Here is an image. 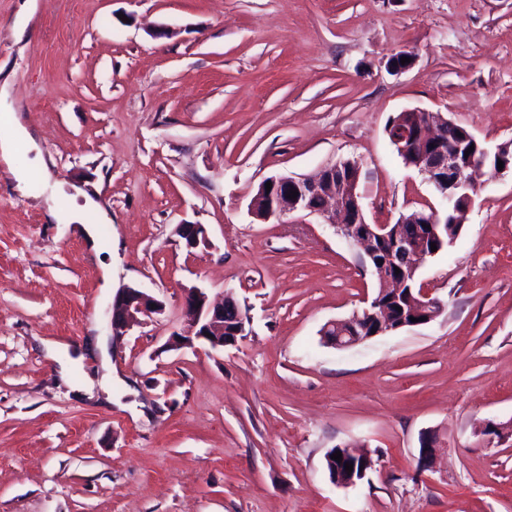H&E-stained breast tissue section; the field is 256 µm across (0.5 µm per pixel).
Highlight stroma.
I'll use <instances>...</instances> for the list:
<instances>
[{
	"label": "stroma",
	"mask_w": 512,
	"mask_h": 512,
	"mask_svg": "<svg viewBox=\"0 0 512 512\" xmlns=\"http://www.w3.org/2000/svg\"><path fill=\"white\" fill-rule=\"evenodd\" d=\"M20 5L0 0V83L51 184L112 221L90 259L0 162V512H512V437L483 432L512 420V174L483 167L460 237L419 271L445 312L343 350L320 329L374 291L358 250L318 215L250 209L269 178L348 159L368 223L437 205L385 127L423 109L512 140V0H37L18 41ZM182 222L209 246L187 250ZM125 285L163 310L111 345L101 407L38 340L110 336ZM192 286L232 293L236 345L169 349ZM337 446L374 461L347 488ZM175 234L184 241L186 248L189 250L196 249L200 246H209V238L204 225L177 224Z\"/></svg>",
	"instance_id": "35a3bbf8"
}]
</instances>
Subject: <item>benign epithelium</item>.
Returning a JSON list of instances; mask_svg holds the SVG:
<instances>
[{
  "label": "benign epithelium",
  "instance_id": "benign-epithelium-1",
  "mask_svg": "<svg viewBox=\"0 0 512 512\" xmlns=\"http://www.w3.org/2000/svg\"><path fill=\"white\" fill-rule=\"evenodd\" d=\"M461 125L440 112H425L416 122L393 124L387 129L389 140L399 149L405 165L417 169L431 183L439 195L442 211H419L429 228L408 235L399 224H368L365 221L358 186L361 166L346 160L322 169L315 178L281 176L271 178V189L261 184L257 196L251 201V210L257 217L267 219L294 211L322 214L328 223L337 228L352 246L363 250V256L375 275L378 290L369 304L360 312L345 319L328 322L322 328L323 343L337 349L361 344L376 336L395 332L406 327L427 325L445 311V304L432 298L421 287H416L422 265L435 253L426 249L429 238L439 237V230L449 224L463 225L474 202L477 185L475 173L487 164L503 171H512V141L493 148L486 145L480 154L463 161L460 153L450 147ZM297 191L294 199L288 198ZM267 195L264 211L257 209L256 200ZM175 234L184 241L187 249L209 246L207 230L202 224H178ZM389 246L393 256L378 262L376 255L382 246ZM400 273H395V269ZM188 315L185 330L175 333L169 348L179 350L192 347L195 342L207 343L213 349L233 345L244 335V318L232 294L224 301L212 304L200 288H190L184 297ZM162 302L140 288L126 286L112 297L109 325L112 338L126 335L141 318L157 314ZM425 318L413 322L411 318ZM439 435L431 432L421 437L418 463L424 468H434ZM342 461L336 463L331 481L338 487H350L362 480L372 469L370 454L341 447ZM353 470L345 471V464Z\"/></svg>",
  "mask_w": 512,
  "mask_h": 512
}]
</instances>
